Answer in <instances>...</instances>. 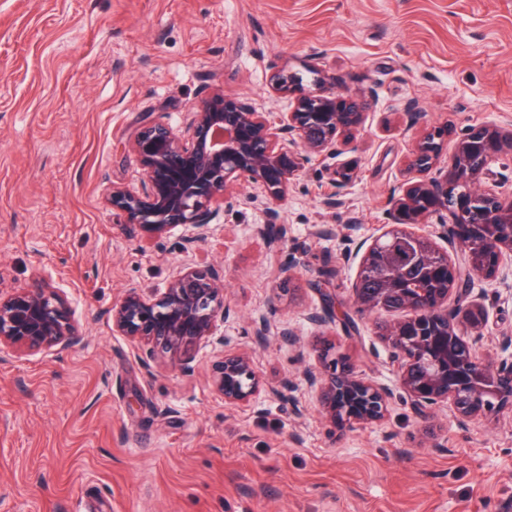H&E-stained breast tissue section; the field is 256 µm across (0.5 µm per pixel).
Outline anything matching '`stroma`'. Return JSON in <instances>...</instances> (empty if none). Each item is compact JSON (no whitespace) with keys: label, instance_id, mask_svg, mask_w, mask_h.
Masks as SVG:
<instances>
[{"label":"stroma","instance_id":"35a3bbf8","mask_svg":"<svg viewBox=\"0 0 512 512\" xmlns=\"http://www.w3.org/2000/svg\"><path fill=\"white\" fill-rule=\"evenodd\" d=\"M277 71L367 94L353 149L313 159L282 201L234 186V208L189 249L184 228L153 238L115 224L113 187L140 186L124 144L142 117L177 127L218 93L287 111ZM476 124L512 126V0H0V292L48 282L82 335L71 352L0 363V512H512V407L464 424L441 405L423 421L381 335L401 313L359 311L352 293L349 254L386 231L416 140ZM271 222L282 244L258 234ZM208 264L230 308L217 342L190 374L143 365L113 305ZM287 279L295 293L280 291ZM328 294L350 327L309 322ZM473 295L479 354L499 364L512 275L476 279ZM261 316L297 344L255 340ZM326 349L392 389L381 422L325 420L303 372ZM239 352L263 388L228 405L212 375Z\"/></svg>","mask_w":512,"mask_h":512}]
</instances>
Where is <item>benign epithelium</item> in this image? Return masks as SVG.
<instances>
[{
    "mask_svg": "<svg viewBox=\"0 0 512 512\" xmlns=\"http://www.w3.org/2000/svg\"><path fill=\"white\" fill-rule=\"evenodd\" d=\"M272 88L291 97L289 111L273 119L218 95L200 104L179 130L161 122L140 125L127 146L140 160L141 191L112 190L108 204L117 225L153 237L190 229L188 247L205 238L217 215L214 204L233 208L231 185L247 183L281 199L312 158L352 148L365 97H338L330 88L311 94L282 72L274 74ZM443 138L442 130L429 131L408 158L416 178L392 200L387 215L394 227L366 248L353 297L363 310L409 312L405 320L385 325L382 336L416 411L426 417L446 404L468 420L512 406V361L491 367L480 360L472 335L485 324V312L468 300L474 277L493 280L503 258L512 259V192L501 190L488 167L493 157L512 152V128H467L441 168ZM432 219L441 226L446 250L428 236L398 228ZM367 276L380 278V288L365 292L360 282ZM227 314L223 272L193 266L158 292L127 290L112 307V327L152 359L191 372L197 351ZM72 316L66 299L48 283L0 296V360L6 349L24 355L71 349L79 341ZM338 318L332 303L310 321L323 327ZM322 361V372L304 376L328 421L352 428L385 418L386 388L360 377L343 355L326 352ZM213 384L227 404L246 402L261 387L246 353L224 355Z\"/></svg>",
    "mask_w": 512,
    "mask_h": 512,
    "instance_id": "7a95c632",
    "label": "benign epithelium"
}]
</instances>
